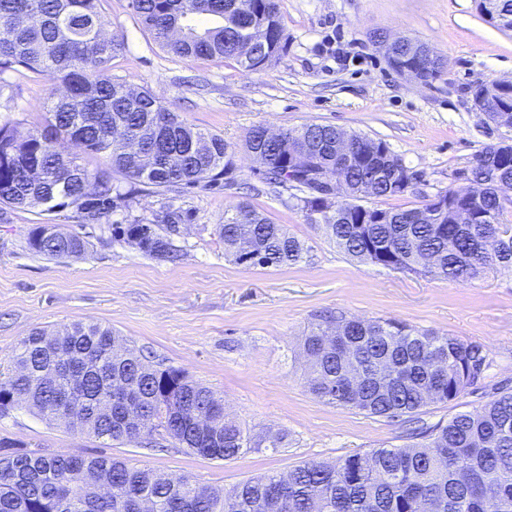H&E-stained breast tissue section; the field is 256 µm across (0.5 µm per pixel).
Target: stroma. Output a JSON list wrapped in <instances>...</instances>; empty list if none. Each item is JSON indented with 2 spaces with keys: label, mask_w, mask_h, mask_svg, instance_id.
<instances>
[{
  "label": "stroma",
  "mask_w": 512,
  "mask_h": 512,
  "mask_svg": "<svg viewBox=\"0 0 512 512\" xmlns=\"http://www.w3.org/2000/svg\"><path fill=\"white\" fill-rule=\"evenodd\" d=\"M105 34L126 49L112 73L147 87L188 125L222 135L233 150L236 180L157 195L143 191L111 223L65 210L0 215V381L12 373V350L32 329L75 322L111 327L155 365L185 371L222 400L225 413L252 435L284 432L281 448H253L231 460L208 459L170 440L114 442L17 408L0 415V439L26 450L112 457L167 476L229 488L285 475L312 462L402 448L416 426L475 413L512 391V269L500 267L465 284L357 261L307 224L294 185H268L244 148L256 125L277 131L318 123L385 141L421 175L404 195L364 198V205L411 209L446 191L455 173L484 147L512 143V128L488 122L473 104L475 85L512 81V29L489 24L475 0H279L288 45L271 66L248 71L224 58H182L146 32L131 0H103ZM382 31L428 44L445 57L441 76L423 83L394 71L370 42ZM13 97L0 125L18 137L43 127L51 84L19 68L0 75ZM194 218L173 244L180 257L159 260L116 237L112 227L151 219L164 201ZM285 225L305 245L303 259L247 267L225 256L214 228L240 202ZM53 224L82 234L78 257L49 258L30 249V231ZM397 320L480 344V379L456 400L433 401L415 420L393 421L326 403L307 385L299 344L324 315Z\"/></svg>",
  "instance_id": "obj_1"
}]
</instances>
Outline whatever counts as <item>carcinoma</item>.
Segmentation results:
<instances>
[{
  "label": "carcinoma",
  "instance_id": "1",
  "mask_svg": "<svg viewBox=\"0 0 512 512\" xmlns=\"http://www.w3.org/2000/svg\"><path fill=\"white\" fill-rule=\"evenodd\" d=\"M479 0L487 21L497 25L492 2ZM102 0H0V73L23 67L65 89L46 103L45 127L19 140L0 126V207L33 208L41 214L69 208L110 221L130 192L103 174L77 163L81 153L105 156L112 170L132 184L167 192L201 183L235 181L232 152L224 137L187 125L145 87L112 75V59L123 39L103 33ZM143 28L167 51L185 58H231L258 71L284 51L288 35L278 0H131ZM264 29L256 54L245 49L250 27ZM477 111L488 119L512 111V82L473 89ZM284 135L312 151L305 179L289 180L281 145L260 139V127L246 135L262 179L292 182L303 193L307 223L348 256L402 272L457 283L498 267H512V223L500 199L512 193V145L485 147L466 171L467 191L479 197L480 224H460L452 209L433 200L408 209H375L381 224L360 219V186L374 183V196L404 194L401 159L387 143L360 134L366 162L336 168V127L305 124ZM66 141L74 152L62 153ZM332 180L341 197L326 203L315 185ZM193 219L189 209L163 205L148 222L133 219L114 234L138 240L145 255L175 257L176 225ZM503 231L495 255L486 253L488 226ZM224 254L238 264L251 255L253 267L294 265L304 244L247 203L224 215L215 227ZM29 247L48 257H78L86 240L72 244L62 232L34 227ZM337 338L325 339L316 325L302 337L310 368L309 388L317 398L392 420L412 416L430 400L453 401L473 384V367L483 369L480 345L393 320L336 318ZM14 370L0 382V414L20 404L49 421L115 442L139 436L125 423L124 404L136 395L145 441L157 431L174 444L208 459L235 458L267 444L281 448L285 435L255 438L217 408L213 392L172 367H155L98 323L76 322L52 333L33 330L13 350ZM85 372L70 392L65 369ZM419 442L378 448L343 461L311 462L288 473V494L276 496L280 478L249 479L229 489L201 486L183 476L174 481L147 468L108 457L49 456L0 439V512H137L148 496L157 512H512V392H501L477 413H460L448 424L415 429ZM112 494L104 497L100 487Z\"/></svg>",
  "mask_w": 512,
  "mask_h": 512
}]
</instances>
